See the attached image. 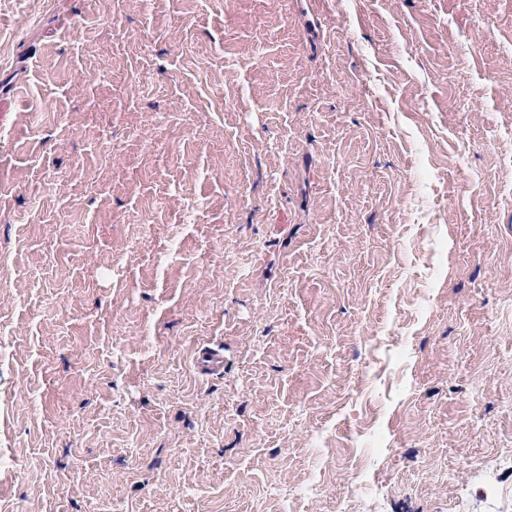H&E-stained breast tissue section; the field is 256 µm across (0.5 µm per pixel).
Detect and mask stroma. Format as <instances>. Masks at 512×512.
Here are the masks:
<instances>
[{
	"mask_svg": "<svg viewBox=\"0 0 512 512\" xmlns=\"http://www.w3.org/2000/svg\"><path fill=\"white\" fill-rule=\"evenodd\" d=\"M0 512H512V0H0ZM195 365L204 374H214L224 369V357L216 349L203 347L197 352Z\"/></svg>",
	"mask_w": 512,
	"mask_h": 512,
	"instance_id": "1",
	"label": "stroma"
}]
</instances>
